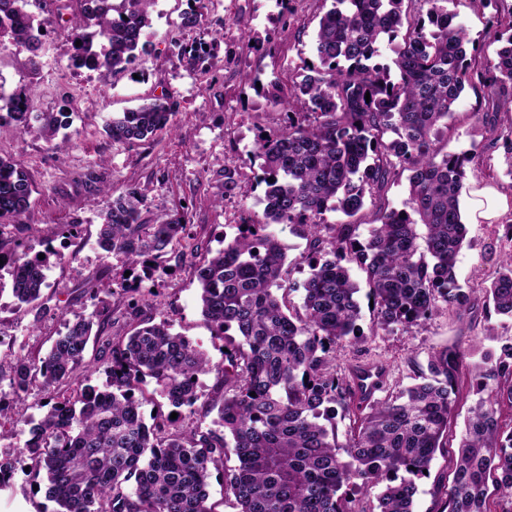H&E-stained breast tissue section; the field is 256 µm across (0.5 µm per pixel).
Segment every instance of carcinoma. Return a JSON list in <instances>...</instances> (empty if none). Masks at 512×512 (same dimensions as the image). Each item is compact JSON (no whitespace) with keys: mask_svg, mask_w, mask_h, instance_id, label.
Returning <instances> with one entry per match:
<instances>
[{"mask_svg":"<svg viewBox=\"0 0 512 512\" xmlns=\"http://www.w3.org/2000/svg\"><path fill=\"white\" fill-rule=\"evenodd\" d=\"M62 0H0V46L22 48L32 67L44 47V22L30 7ZM70 27V65L100 77L128 69L147 52L152 0H124L111 12L107 0H79ZM180 29L203 27L210 0H191ZM452 0H331L314 36L316 62L288 91L262 87L276 104L302 103L277 131L258 130L253 153L261 160L264 220L256 229L224 241V249L197 267L198 302L213 335L224 339V400L213 426L170 430V416L145 422L146 385L172 411L196 412L200 375L212 370L209 355L166 320L140 318L128 336L110 343L103 387L83 389L78 400L56 389L85 362L92 335L108 320L94 310L65 321L46 356L17 355L0 370V383L19 398L41 376L47 412L10 457L0 456V489L10 486L19 462L33 478L46 475V496L56 512H214L208 503L211 468L224 464V490L237 512H415L418 480L445 447L448 417L457 400L461 369L470 368L475 403L469 409L443 512H512V343L497 353L448 347L429 360L416 383L366 407L338 441L336 407L350 409L351 384L331 368L336 345L356 338L361 306L350 265L365 273L376 326L403 331L429 319L444 304L464 317L471 296L456 279L457 257L467 229L460 196L466 157L439 138L468 82L470 39L448 9ZM81 45H76V41ZM499 43L484 69V83L512 112V24L495 31ZM390 61L382 63L381 47ZM180 59L191 70L215 65V47L193 42ZM370 99H365V95ZM31 89L0 96V120L19 132L30 127ZM65 108L45 112L40 134L54 140L70 127ZM174 103L157 98L108 119L107 137L136 145L170 128ZM407 171L403 208H390L360 242L351 224H336L321 237L328 211L355 217L366 195ZM32 189L22 163L0 156V222L17 220L30 206ZM142 195L127 186L112 198L97 233L107 256L132 267L157 270L185 231L182 216L146 224ZM271 224H301L310 247L329 258L306 256L310 276L301 310L286 302V248L267 231ZM425 233L419 234L418 226ZM425 247H420L418 239ZM46 259L21 255L10 265L17 307L41 298ZM486 308L512 317V255L485 290ZM255 396H250V393ZM236 463L229 465L230 456ZM379 488L371 510L357 511L351 495Z\"/></svg>","mask_w":512,"mask_h":512,"instance_id":"cac0c4a2","label":"carcinoma"}]
</instances>
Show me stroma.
Returning a JSON list of instances; mask_svg holds the SVG:
<instances>
[{"instance_id": "stroma-1", "label": "stroma", "mask_w": 512, "mask_h": 512, "mask_svg": "<svg viewBox=\"0 0 512 512\" xmlns=\"http://www.w3.org/2000/svg\"><path fill=\"white\" fill-rule=\"evenodd\" d=\"M187 0H155L149 13L153 35L146 54L132 71L100 79L98 74L70 67V46L57 23H49L39 70H30L26 51L8 47L0 52V86L13 90L33 88L30 110L38 115L67 108L72 123L69 144L58 150L38 131L20 134L12 124L0 125V156L22 162L31 182L30 207L19 224H0V250L16 248L33 253L47 245H66L80 252L78 261L53 256L47 271L50 286L39 307L16 309L10 292L0 293V362L22 354L44 357L53 339L63 330L65 318L108 311L111 320L105 334L128 335L134 323L126 313L122 291L127 270L122 259L103 257L97 244L99 215L113 196L127 185L142 193L144 221L184 213L187 236L183 255H171L143 290L154 291L152 305L143 307L146 317L168 320L175 332L200 345L217 366L224 363V342L211 333L197 300L195 271L234 237L247 216L262 217V190L256 189L259 162L252 155L257 129L279 125L283 116L264 97L256 84H287L304 61L313 57V37L327 0H211L212 18L223 19L224 37L216 55L221 62L210 71H189L179 48L170 38L177 29ZM458 19L476 45L469 52L470 80L444 128L442 138L450 152L466 157L463 197L476 188H506L512 182L505 158L512 151V124L498 110V100L483 83L487 59L498 47L493 40L497 23L512 20V0H492L485 7L473 0H455ZM247 24L250 38H241L238 26ZM232 63H224V56ZM166 97L173 101L175 127L152 140L133 146L112 143L103 131L108 116L133 109L145 101ZM234 168L240 184L250 187L248 196L225 195L224 170ZM408 180L400 178L384 190L366 196L354 217L355 237L364 240L367 229L384 206L401 207ZM71 237H63V226ZM512 211L494 224H472L456 263V277L469 289L474 306L466 316L440 308L432 320L410 331L377 329L367 294H360L362 317L359 342H343L332 361L339 376H347L351 363L367 359L386 361L392 372L389 391L413 381L417 368L426 366L444 348H480L494 351L512 342V319L489 312L483 290L501 264L512 255ZM271 230L289 246L287 281L293 304H300L302 285L309 275L305 261L309 239L302 226L275 224ZM97 289L90 298L89 289ZM475 396L468 373H461L458 396L451 416L448 444L437 452L427 478L419 482L417 512H440L444 483L451 469L464 419ZM44 490L26 476H18L10 488L0 491V512H47Z\"/></svg>"}]
</instances>
